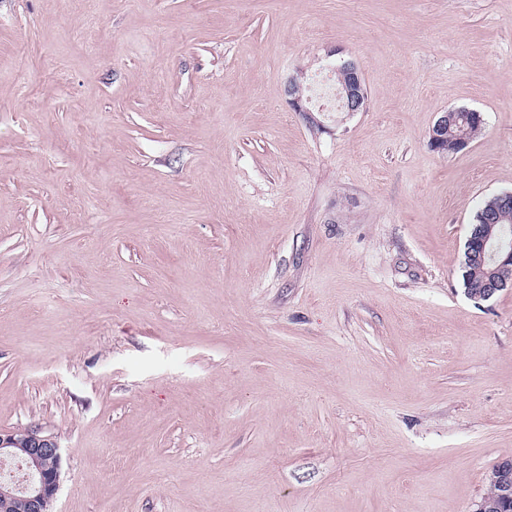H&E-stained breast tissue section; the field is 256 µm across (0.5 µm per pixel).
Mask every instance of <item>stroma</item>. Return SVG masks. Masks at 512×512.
<instances>
[{
	"label": "stroma",
	"mask_w": 512,
	"mask_h": 512,
	"mask_svg": "<svg viewBox=\"0 0 512 512\" xmlns=\"http://www.w3.org/2000/svg\"><path fill=\"white\" fill-rule=\"evenodd\" d=\"M0 0V430L53 512H472L512 459V0ZM361 112H294L341 61ZM482 113L443 155L440 113ZM304 74L303 72H298V74H293L289 76L287 80L286 85V92L288 96V106L291 110L294 112H326L323 108H314L308 99H304V94L306 95L307 88L306 86H303L302 89V96L301 95H295V90L302 86V82L300 79H303ZM494 197L495 195L488 198L476 212L474 225L471 227V230L480 224L484 226L474 231L468 237L466 243L464 266L469 268V271L471 270L470 268H473L482 273V278L474 288L472 286L471 288H466L467 269L463 272L465 294L475 300H489L497 293L507 288H512L511 282L495 276V270L485 269V266L489 263H498V267L506 263H512V250L508 252L502 251L500 245L497 244L499 232L494 233V227L497 224V227L502 228V232H504L502 237L503 245L507 248H512V210L503 211L496 224H487L489 210L492 209L489 204ZM0 458L23 462L28 482L27 497L17 492L15 486L1 483L0 511L11 512L17 494L20 498L26 497L30 512H52L51 505L60 487L62 462L61 448L54 436L45 434L40 427L1 431ZM27 502L15 500L12 512H27Z\"/></svg>",
	"instance_id": "obj_1"
}]
</instances>
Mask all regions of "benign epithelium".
Masks as SVG:
<instances>
[{"mask_svg":"<svg viewBox=\"0 0 512 512\" xmlns=\"http://www.w3.org/2000/svg\"><path fill=\"white\" fill-rule=\"evenodd\" d=\"M349 78L342 81L336 96L341 112H361L364 105V86L355 63L349 61L344 65ZM303 73L288 77L286 92L288 106L295 112H314L310 101L295 94L302 86ZM457 120L455 111L441 114L430 130V141L435 150L442 154L448 152V124ZM499 234L494 232V225L486 224L474 231L467 240L465 263L467 268L481 271L482 278L476 286L465 289V294L475 300H488L497 293L512 288V283L499 279L495 271L486 269L489 263L503 265L512 263V250H501L497 244ZM0 458L18 459L26 467L28 496L26 500L30 512H51L52 502L60 487L61 448L50 434L40 427L25 428L21 431L0 432ZM489 482L497 489L499 512H509L512 507V460L501 461L494 465L488 474Z\"/></svg>","mask_w":512,"mask_h":512,"instance_id":"7a95c632","label":"benign epithelium"}]
</instances>
